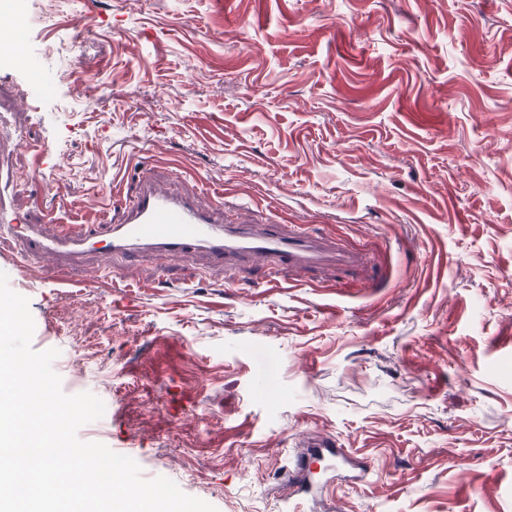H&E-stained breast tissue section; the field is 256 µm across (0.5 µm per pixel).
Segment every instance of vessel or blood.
Listing matches in <instances>:
<instances>
[{"instance_id":"1","label":"vessel or blood","mask_w":512,"mask_h":512,"mask_svg":"<svg viewBox=\"0 0 512 512\" xmlns=\"http://www.w3.org/2000/svg\"><path fill=\"white\" fill-rule=\"evenodd\" d=\"M12 184L13 174L0 160V237L9 236L28 250L54 255L56 265L43 269L42 276L57 288L70 287L63 275L65 268L90 254L109 266L127 263L143 251L163 258L203 253L219 266L255 262L274 271L285 267L297 272L328 264L347 268L359 259L358 253L309 231L306 225L251 224L244 207L231 220L223 204L199 207L188 198L158 189L147 178L133 199L120 203L119 220L63 224L46 236L38 225L22 223L18 214L6 213Z\"/></svg>"}]
</instances>
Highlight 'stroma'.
<instances>
[{"mask_svg":"<svg viewBox=\"0 0 512 512\" xmlns=\"http://www.w3.org/2000/svg\"><path fill=\"white\" fill-rule=\"evenodd\" d=\"M0 145L28 223L142 175L379 257L297 275L142 253L65 294L0 240L78 436L217 512H285L334 437L371 472L303 512H512V0H0ZM93 26L76 33L75 20ZM54 81L42 99L34 81Z\"/></svg>","mask_w":512,"mask_h":512,"instance_id":"stroma-1","label":"stroma"}]
</instances>
